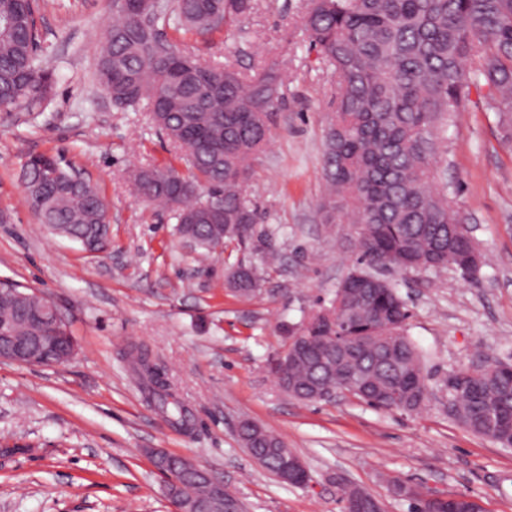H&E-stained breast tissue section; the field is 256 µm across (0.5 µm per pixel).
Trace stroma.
I'll return each mask as SVG.
<instances>
[{
	"instance_id": "obj_1",
	"label": "stroma",
	"mask_w": 512,
	"mask_h": 512,
	"mask_svg": "<svg viewBox=\"0 0 512 512\" xmlns=\"http://www.w3.org/2000/svg\"><path fill=\"white\" fill-rule=\"evenodd\" d=\"M45 67L56 76L41 111L0 112V280L57 305L78 344L56 367L0 363V512H175L150 449L185 457L221 477L246 512H341L342 483L412 512L391 480L478 498L512 512V448L472 433L448 410V376L494 359L512 364V143L486 91L470 87L434 165L484 257L472 278L455 268L386 271L410 310L408 334L424 361L429 402L418 413L350 395L306 403L267 372L285 330L329 301L357 257L356 229L326 223L325 134L335 80L309 53L306 0H252L208 35L168 30L204 60L250 73L281 72V107L244 196L263 241L225 244L207 257L182 247L170 212L130 191L131 169L173 162L177 150L146 106L116 108L95 65L112 0H39ZM48 154L96 184L112 247L87 257L29 212L25 160ZM258 269L260 293L242 298L230 269ZM147 347L168 370L192 430L148 402L122 358ZM281 436L305 463L306 485L283 483L238 440L242 421Z\"/></svg>"
}]
</instances>
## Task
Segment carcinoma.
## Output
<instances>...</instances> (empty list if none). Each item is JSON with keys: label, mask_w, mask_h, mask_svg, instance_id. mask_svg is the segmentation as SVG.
Segmentation results:
<instances>
[{"label": "carcinoma", "mask_w": 512, "mask_h": 512, "mask_svg": "<svg viewBox=\"0 0 512 512\" xmlns=\"http://www.w3.org/2000/svg\"><path fill=\"white\" fill-rule=\"evenodd\" d=\"M251 0H154L141 15L112 0V21L97 64L98 83L118 107L146 103L153 122L178 149L183 169L169 164L131 172L137 196L172 210L177 232H190L195 250L209 253L220 240L251 239L257 213L243 190L255 158L270 139L283 77L269 69L252 76L202 61L172 43L165 28L218 29L246 13ZM309 50L336 80V112L325 139L331 223L359 225L360 257L336 288L331 320L315 310L288 330L287 347L313 348L270 371L289 396L308 402L324 388L371 406L409 413L429 400L423 363L406 333L409 310L388 280L374 283L375 266L438 271L452 266L464 277L475 251L448 189L432 168L442 132L460 111L469 83L487 89L503 138L512 139V0H307L303 16ZM42 36L30 4L0 0V112H33L48 99L54 73L42 68ZM26 201L52 234L100 249L110 243L106 204L99 189L46 155L24 164ZM457 227L448 237V226ZM228 285L248 297L260 277L250 266L230 272ZM41 293L0 281V322L16 335L41 331L28 318ZM131 369L155 408L174 424L187 423L165 369L147 350L128 352ZM448 392L455 418L471 432L512 447V365L491 364L453 373ZM251 455L280 481L282 439L251 421L239 428ZM185 499L208 501L205 479L177 477ZM342 499L366 504L373 495L341 488ZM413 512H451L408 497Z\"/></svg>", "instance_id": "obj_1"}]
</instances>
